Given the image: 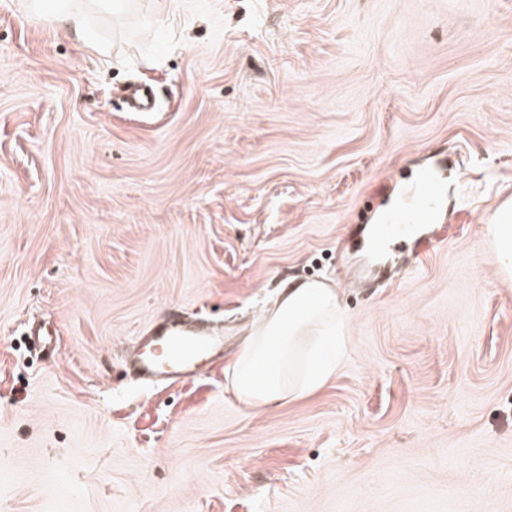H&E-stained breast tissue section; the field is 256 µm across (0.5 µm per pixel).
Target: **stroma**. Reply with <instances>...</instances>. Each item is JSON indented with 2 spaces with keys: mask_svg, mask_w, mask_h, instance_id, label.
Here are the masks:
<instances>
[{
  "mask_svg": "<svg viewBox=\"0 0 512 512\" xmlns=\"http://www.w3.org/2000/svg\"><path fill=\"white\" fill-rule=\"evenodd\" d=\"M26 3L0 0V512H512L487 234L512 201V0H86L85 39ZM435 154L459 233L371 275L411 245L341 239ZM292 278L338 288L345 355L250 410L228 364ZM173 307L224 361L143 387L124 355Z\"/></svg>",
  "mask_w": 512,
  "mask_h": 512,
  "instance_id": "stroma-1",
  "label": "stroma"
}]
</instances>
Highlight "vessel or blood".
I'll list each match as a JSON object with an SVG mask.
<instances>
[{
  "mask_svg": "<svg viewBox=\"0 0 512 512\" xmlns=\"http://www.w3.org/2000/svg\"><path fill=\"white\" fill-rule=\"evenodd\" d=\"M420 197L388 215L378 225L379 238L410 240L412 227L434 220V209L443 191L439 173L426 174L420 182ZM224 359V335L206 327L202 320H188L176 311L155 319L124 363L146 387L194 380Z\"/></svg>",
  "mask_w": 512,
  "mask_h": 512,
  "instance_id": "vessel-or-blood-1",
  "label": "vessel or blood"
}]
</instances>
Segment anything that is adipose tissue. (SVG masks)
Wrapping results in <instances>:
<instances>
[{"label": "adipose tissue", "mask_w": 512, "mask_h": 512, "mask_svg": "<svg viewBox=\"0 0 512 512\" xmlns=\"http://www.w3.org/2000/svg\"><path fill=\"white\" fill-rule=\"evenodd\" d=\"M496 273L512 279V206L489 229ZM344 314L332 286L316 280L282 283L273 305L253 322L228 377L237 401L270 407L315 393L335 375L343 356Z\"/></svg>", "instance_id": "1"}]
</instances>
